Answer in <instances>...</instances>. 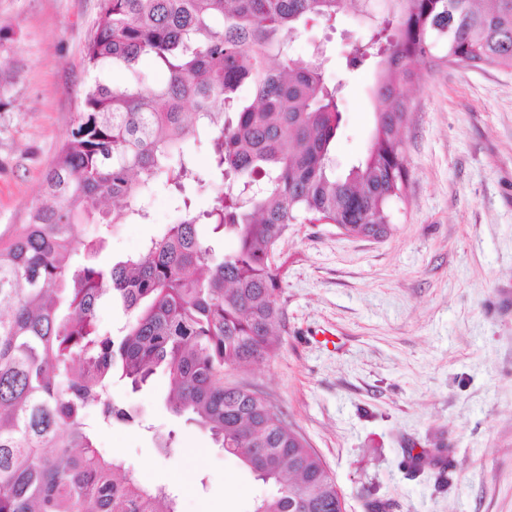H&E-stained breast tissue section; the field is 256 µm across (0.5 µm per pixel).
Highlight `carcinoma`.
I'll return each mask as SVG.
<instances>
[{"mask_svg": "<svg viewBox=\"0 0 512 512\" xmlns=\"http://www.w3.org/2000/svg\"><path fill=\"white\" fill-rule=\"evenodd\" d=\"M381 2L99 0L88 70L135 75L149 55L165 80L89 85L43 176V202L0 236V512H179L168 488L123 474L120 458L96 447L100 428L141 423L113 384L138 390L159 372L171 381V411L267 487L253 512H340L319 455L261 391L229 389L224 369L279 346L286 262L271 254L288 225L387 233L408 179L403 85L419 67L512 70V0ZM347 5L369 32L346 65L376 70L375 129L366 156L338 175L336 90L318 53L290 57L286 36ZM202 136L205 171L191 150ZM160 184L177 196L176 222L137 256L94 262L116 225L149 221L140 199ZM205 186L213 196L201 210ZM85 224L93 233H81ZM203 224L233 234L235 249L220 252ZM79 254L86 262L69 265ZM104 302L126 316L115 332L99 324Z\"/></svg>", "mask_w": 512, "mask_h": 512, "instance_id": "1", "label": "carcinoma"}]
</instances>
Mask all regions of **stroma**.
Returning <instances> with one entry per match:
<instances>
[{
  "mask_svg": "<svg viewBox=\"0 0 512 512\" xmlns=\"http://www.w3.org/2000/svg\"><path fill=\"white\" fill-rule=\"evenodd\" d=\"M99 0H0V234L26 223L43 175L93 78L124 85L119 68L93 73L84 48ZM362 21L310 22L295 56L321 46L342 121L332 157L363 158L374 132L372 70H348ZM404 91L409 171L380 239L333 224H292L279 301L281 342L268 360L226 370L265 392L321 457L347 512L376 493L386 512H512V71L423 68ZM150 220L117 225L99 263L137 253L173 224L170 193L147 198ZM166 374L134 393L144 427L112 426L98 451L143 484L174 490L180 512H252L263 486L209 433L167 408ZM175 431L169 449L159 435ZM442 439L446 465L413 472L409 453Z\"/></svg>",
  "mask_w": 512,
  "mask_h": 512,
  "instance_id": "1",
  "label": "stroma"
}]
</instances>
